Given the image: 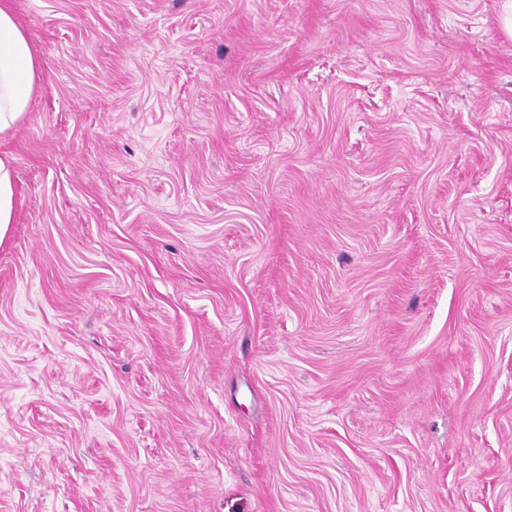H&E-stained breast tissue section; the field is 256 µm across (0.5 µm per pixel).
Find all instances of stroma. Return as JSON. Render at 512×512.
Instances as JSON below:
<instances>
[{
	"label": "stroma",
	"mask_w": 512,
	"mask_h": 512,
	"mask_svg": "<svg viewBox=\"0 0 512 512\" xmlns=\"http://www.w3.org/2000/svg\"><path fill=\"white\" fill-rule=\"evenodd\" d=\"M0 512H512L501 0H12ZM40 78L39 61L27 31L17 21L9 0L0 1V137L26 119Z\"/></svg>",
	"instance_id": "35a3bbf8"
}]
</instances>
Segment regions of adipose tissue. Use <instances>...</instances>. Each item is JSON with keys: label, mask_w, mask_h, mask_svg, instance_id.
<instances>
[{"label": "adipose tissue", "mask_w": 512, "mask_h": 512, "mask_svg": "<svg viewBox=\"0 0 512 512\" xmlns=\"http://www.w3.org/2000/svg\"><path fill=\"white\" fill-rule=\"evenodd\" d=\"M39 78V61L29 35L9 0H0V137L15 131L26 119Z\"/></svg>", "instance_id": "1"}]
</instances>
